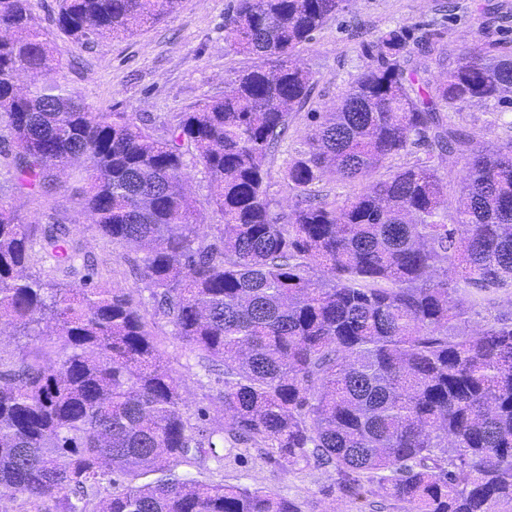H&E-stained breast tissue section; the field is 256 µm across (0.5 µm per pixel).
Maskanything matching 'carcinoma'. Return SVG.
<instances>
[{"label": "carcinoma", "mask_w": 512, "mask_h": 512, "mask_svg": "<svg viewBox=\"0 0 512 512\" xmlns=\"http://www.w3.org/2000/svg\"><path fill=\"white\" fill-rule=\"evenodd\" d=\"M180 2L58 0L57 25L81 44L130 37ZM346 2L232 0L226 41L254 65L157 136L132 113L91 110L59 77L61 49L30 0H0V154L32 193L71 171L97 231L142 253L144 288L175 335L224 365L233 441L330 465L344 495L405 512H512V318L465 332L452 296L473 288L488 308L512 288V142L480 144L446 116L512 106V54L490 37L448 49L445 76L421 84L443 34L379 32L363 45L366 70L339 105L307 113V140L281 169L303 193L328 174L362 189L277 213L265 163L313 90L295 52ZM411 147L425 158L372 180ZM189 152L223 219L211 241L187 191ZM453 152L466 158L457 181L439 173ZM37 253L79 283L25 273ZM86 269L57 225L0 205V324L27 338L0 355V504L301 512L275 493L176 472L215 444L183 417L181 381L123 289Z\"/></svg>", "instance_id": "carcinoma-1"}]
</instances>
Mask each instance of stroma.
I'll return each instance as SVG.
<instances>
[{"instance_id": "stroma-1", "label": "stroma", "mask_w": 512, "mask_h": 512, "mask_svg": "<svg viewBox=\"0 0 512 512\" xmlns=\"http://www.w3.org/2000/svg\"><path fill=\"white\" fill-rule=\"evenodd\" d=\"M228 3L182 0L175 12L134 36L105 37L90 45L74 42L58 30L56 0H30V9L40 28L62 50L61 77L87 105L101 112L135 113L158 130L200 101L223 97L225 79L251 66V59L234 53L225 40ZM501 3L512 7V0H348L344 11L300 48L301 61L313 75L310 108L324 110L338 103L368 65L362 44L379 31L417 25L443 30L445 40L470 45L494 32L498 24L491 12ZM450 119L477 141H512L511 108L480 103L451 113ZM307 133L306 114L297 112L266 164L276 211H289L302 198L300 191L282 187L280 170L286 154L299 147ZM76 187L72 181L67 190L30 197L16 192L6 167H0V205L17 211L29 224L58 221L81 244L95 282L104 288L126 289L168 366L181 377L182 412L190 424L211 433L216 453L202 462L182 463L179 474L273 492L295 501L301 512H328L332 507L339 512H402L400 504L370 495L346 498L336 484L333 467L291 466L272 449L224 441L219 430L224 416L217 411L223 366L201 358L176 336L170 316L142 287L139 252L102 237L93 228ZM202 409L209 412L204 421L198 418Z\"/></svg>"}]
</instances>
